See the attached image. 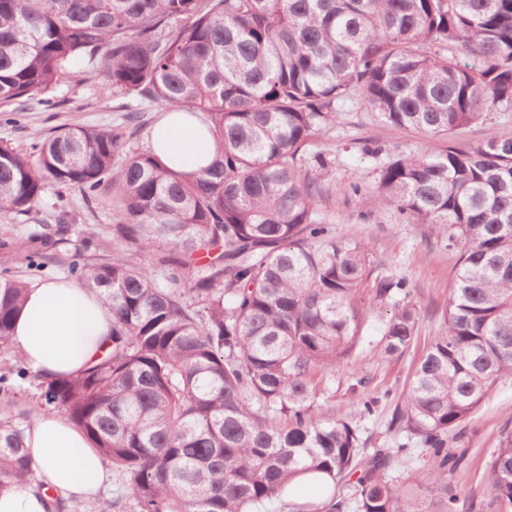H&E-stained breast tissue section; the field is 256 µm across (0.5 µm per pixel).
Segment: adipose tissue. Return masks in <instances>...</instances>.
Returning a JSON list of instances; mask_svg holds the SVG:
<instances>
[{
	"instance_id": "1",
	"label": "adipose tissue",
	"mask_w": 512,
	"mask_h": 512,
	"mask_svg": "<svg viewBox=\"0 0 512 512\" xmlns=\"http://www.w3.org/2000/svg\"><path fill=\"white\" fill-rule=\"evenodd\" d=\"M149 149L186 175L214 157L203 114L166 112L153 125ZM112 338V314L99 293L58 278L29 284L10 343L28 368L46 377H74L97 361ZM25 446L33 480L0 491V512H47L50 498L93 503L111 472L79 426L57 412L37 414Z\"/></svg>"
}]
</instances>
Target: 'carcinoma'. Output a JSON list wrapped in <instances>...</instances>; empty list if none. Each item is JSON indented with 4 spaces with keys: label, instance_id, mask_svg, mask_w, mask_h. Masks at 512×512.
Here are the masks:
<instances>
[{
    "label": "carcinoma",
    "instance_id": "carcinoma-1",
    "mask_svg": "<svg viewBox=\"0 0 512 512\" xmlns=\"http://www.w3.org/2000/svg\"><path fill=\"white\" fill-rule=\"evenodd\" d=\"M86 59L116 98L205 113L218 146L188 177L130 149L135 114L59 128L27 152L0 145L1 212H30L50 186L122 203L112 258L70 264L112 311V351L39 382L112 464L119 490L90 512H250L313 473L334 488L356 477L354 500L332 494L325 512H476L448 485L466 459L448 442L512 375V136L437 155L359 143L380 163L381 209L465 242L446 328L390 418L407 441L366 457L356 426L316 416L312 376L352 357L364 306L392 305L388 355L412 345L418 311L405 278L373 276L363 244L331 235L327 160L300 151L353 94L377 122L426 135L511 107L512 0H0V104L47 93ZM54 246L33 238L29 263ZM26 287L0 277L1 346ZM12 378H29L19 357L0 384ZM27 426L0 422V488L32 475ZM414 438L429 453L423 500L394 475L420 461ZM486 475L493 512H512L511 433Z\"/></svg>",
    "mask_w": 512,
    "mask_h": 512
}]
</instances>
